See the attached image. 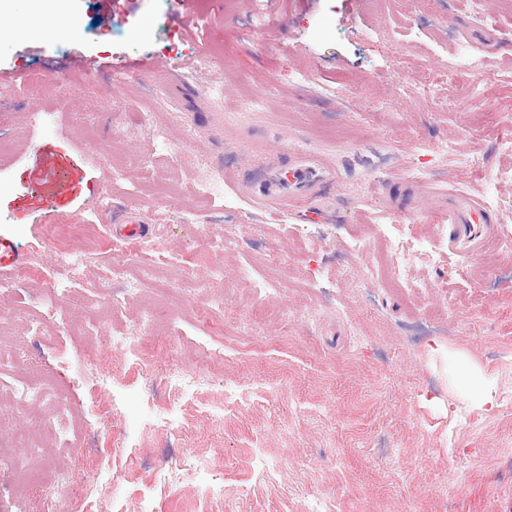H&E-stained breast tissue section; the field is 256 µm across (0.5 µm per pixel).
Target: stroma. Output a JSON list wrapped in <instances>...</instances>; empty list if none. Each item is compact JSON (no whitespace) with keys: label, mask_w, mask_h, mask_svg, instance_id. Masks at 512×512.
<instances>
[{"label":"stroma","mask_w":512,"mask_h":512,"mask_svg":"<svg viewBox=\"0 0 512 512\" xmlns=\"http://www.w3.org/2000/svg\"><path fill=\"white\" fill-rule=\"evenodd\" d=\"M176 8L0 0V74L52 82L0 97V383L48 387L66 429L57 447L47 404L0 401V512H512V250L473 276L425 213L473 194L512 235V0H196L198 37ZM77 49L150 67L115 86L66 69ZM296 148L336 167L307 219L230 184ZM45 158L64 190H34ZM51 224L84 227L65 298ZM374 224L434 259L388 287L380 249L352 247ZM452 356L492 378V413ZM203 363L206 385L176 392Z\"/></svg>","instance_id":"35a3bbf8"}]
</instances>
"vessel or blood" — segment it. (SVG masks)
I'll list each match as a JSON object with an SVG mask.
<instances>
[{
	"label": "vessel or blood",
	"instance_id": "b4317fda",
	"mask_svg": "<svg viewBox=\"0 0 512 512\" xmlns=\"http://www.w3.org/2000/svg\"><path fill=\"white\" fill-rule=\"evenodd\" d=\"M335 179L336 168L331 159L299 150L287 169L239 183L238 188L253 202L300 215L305 202L320 197L325 185ZM432 221L452 225V246L472 260L484 251L493 231L489 209L470 195L449 197L447 211L434 215Z\"/></svg>",
	"mask_w": 512,
	"mask_h": 512
}]
</instances>
